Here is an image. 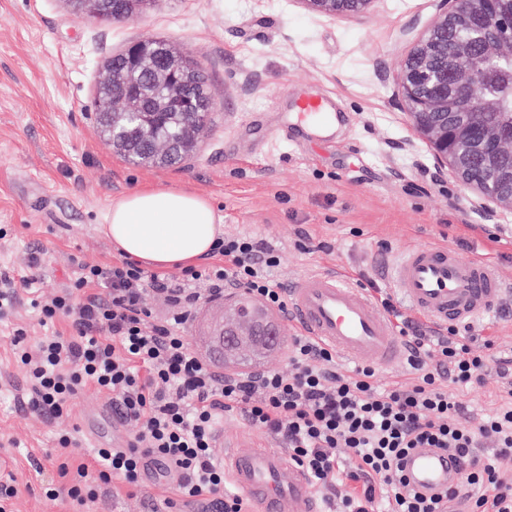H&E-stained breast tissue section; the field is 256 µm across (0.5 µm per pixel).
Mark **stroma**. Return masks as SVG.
<instances>
[{
    "instance_id": "stroma-1",
    "label": "stroma",
    "mask_w": 512,
    "mask_h": 512,
    "mask_svg": "<svg viewBox=\"0 0 512 512\" xmlns=\"http://www.w3.org/2000/svg\"><path fill=\"white\" fill-rule=\"evenodd\" d=\"M439 0H375L364 15L327 18L298 0H156L139 18L77 20L66 0H0V272L41 270L34 286L18 285L13 316L0 320V471L13 473L10 512H70L49 499L57 466L85 458L94 445L84 419L109 407L95 387L83 388L61 419L24 407V369L11 352L14 329L30 341L46 335L30 305L66 289L74 260L115 259L98 231L112 200L144 182L184 187L224 216L228 235L252 234L276 250L273 275L339 269L372 278L377 263L400 250L449 245L464 260L484 258L512 282V212L474 221L476 196L452 172L438 171L427 144L405 114L394 66L439 10ZM150 36L174 46L205 70L213 99L196 149L173 166L136 165L113 152L93 116L106 62ZM320 93L343 120L327 141L294 129L295 144L277 137L296 98ZM496 316L462 327L475 350L493 340L512 355V296ZM224 318L223 300L205 303L188 323L190 347L233 372L210 336ZM76 430L77 446L57 435ZM278 448L281 440L225 416L214 453ZM168 479L157 464L142 487L99 490L87 512H167Z\"/></svg>"
}]
</instances>
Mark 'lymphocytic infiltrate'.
<instances>
[{"label": "lymphocytic infiltrate", "instance_id": "lymphocytic-infiltrate-1", "mask_svg": "<svg viewBox=\"0 0 512 512\" xmlns=\"http://www.w3.org/2000/svg\"><path fill=\"white\" fill-rule=\"evenodd\" d=\"M210 257L178 276L145 270L126 256L102 265L81 262L62 294L33 300L48 335L34 348L23 329L11 339L14 360L26 371L27 408L61 418L69 399L92 384L121 420L140 424L127 446L60 463L50 497H65L72 512H82L95 496L90 478L135 490L147 465L156 463L172 476L167 506L181 499L202 502L206 512H248L213 451L224 416L238 414L286 441L314 486L349 483L342 512H446V503L460 498L467 512H512V482L496 467L497 456L512 455V390L502 405L470 422L465 402L448 392L452 385L480 383L492 366L510 375L512 361L476 352L453 328L426 335L383 292L378 302L410 348V381L380 386L376 366H344L334 349L299 335L288 349L289 372L218 375L184 336L201 301L236 285L283 313L287 291L273 277L277 253L253 235L222 237ZM151 293L169 306L166 319H155L147 307ZM61 321L68 333L56 331ZM483 439L493 442L495 455L477 453ZM339 448L353 451V467H342ZM415 448L458 456L457 482L438 496L413 491L402 461Z\"/></svg>", "mask_w": 512, "mask_h": 512}]
</instances>
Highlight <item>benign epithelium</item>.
Wrapping results in <instances>:
<instances>
[{"mask_svg": "<svg viewBox=\"0 0 512 512\" xmlns=\"http://www.w3.org/2000/svg\"><path fill=\"white\" fill-rule=\"evenodd\" d=\"M74 15L134 20L151 0H68ZM326 17L367 13L375 0H298ZM443 8L395 65L407 116L430 147L435 164L449 169L480 202L475 214L492 220L497 209L512 210V84L496 75L512 67V0H441ZM200 65L169 45L146 37L112 57L94 100L95 121L112 148L139 164L164 163L137 144L168 124L183 126L166 158L188 157L210 120L212 104L198 96ZM280 344L279 321L262 314L224 315L219 339L233 353L252 337Z\"/></svg>", "mask_w": 512, "mask_h": 512, "instance_id": "1", "label": "benign epithelium"}]
</instances>
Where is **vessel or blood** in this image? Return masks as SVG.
I'll return each mask as SVG.
<instances>
[{
    "label": "vessel or blood",
    "mask_w": 512,
    "mask_h": 512,
    "mask_svg": "<svg viewBox=\"0 0 512 512\" xmlns=\"http://www.w3.org/2000/svg\"><path fill=\"white\" fill-rule=\"evenodd\" d=\"M333 120L323 97L301 99L288 121L323 135ZM384 278L411 313L439 327L465 324L492 315L505 282L492 264L462 260L448 246L403 251L384 269ZM288 320L299 331L334 349L347 361L385 366L402 360L407 349L394 320L368 291L338 270L301 275L288 285ZM412 489L434 496L455 481L457 456L437 448L412 450L403 463ZM236 489L260 512H323L307 474L276 448L237 449L224 457Z\"/></svg>",
    "instance_id": "vessel-or-blood-1"
}]
</instances>
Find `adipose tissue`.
<instances>
[{
    "instance_id": "adipose-tissue-1",
    "label": "adipose tissue",
    "mask_w": 512,
    "mask_h": 512,
    "mask_svg": "<svg viewBox=\"0 0 512 512\" xmlns=\"http://www.w3.org/2000/svg\"><path fill=\"white\" fill-rule=\"evenodd\" d=\"M98 230L116 252L175 269L209 257L224 226L207 199L184 189L145 188L113 200Z\"/></svg>"
}]
</instances>
